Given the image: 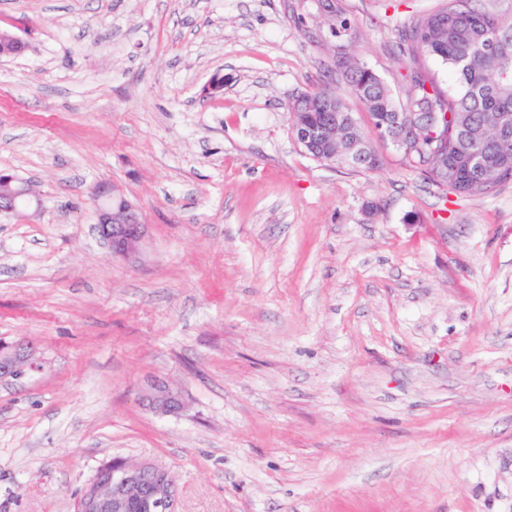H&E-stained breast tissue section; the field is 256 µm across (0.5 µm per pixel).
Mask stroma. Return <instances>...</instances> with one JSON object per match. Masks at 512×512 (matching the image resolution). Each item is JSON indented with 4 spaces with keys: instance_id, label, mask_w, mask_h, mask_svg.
<instances>
[{
    "instance_id": "1",
    "label": "stroma",
    "mask_w": 512,
    "mask_h": 512,
    "mask_svg": "<svg viewBox=\"0 0 512 512\" xmlns=\"http://www.w3.org/2000/svg\"><path fill=\"white\" fill-rule=\"evenodd\" d=\"M346 3L404 98L437 0ZM0 30V171L41 199L0 214V339L41 364L0 383V512H75L115 457L179 512H512L511 180L444 195L362 110L379 169L304 155L288 105L335 77L281 0H0ZM112 185L134 262L96 228ZM99 236L107 243L115 256L135 259L145 235L143 218L129 200L112 188L95 194ZM144 399L155 412L165 416L179 415L185 408L181 396L163 382L153 383L146 390Z\"/></svg>"
}]
</instances>
